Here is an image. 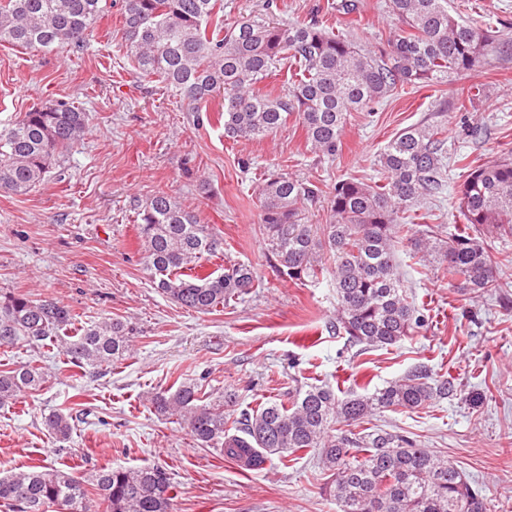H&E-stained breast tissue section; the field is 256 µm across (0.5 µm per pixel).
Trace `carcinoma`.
<instances>
[{"label":"carcinoma","instance_id":"1","mask_svg":"<svg viewBox=\"0 0 512 512\" xmlns=\"http://www.w3.org/2000/svg\"><path fill=\"white\" fill-rule=\"evenodd\" d=\"M107 0H0V42L33 52L84 49ZM250 14L232 24L213 21L221 0H121L127 57L140 76L178 89L188 111L224 92V136L234 141L276 133L295 120L311 151L333 157L348 114L362 112L400 86L438 85L472 69L498 43L512 55V38H491L448 9V0H389L394 32L385 47L362 49L314 14L281 24L271 13ZM294 71L287 91L272 96L258 84L283 67ZM92 114L60 103L25 113L0 126V192L21 194L42 184L56 161L88 129ZM447 150L436 125L415 124L392 138L377 156L382 183L339 179L328 195V218L309 223L305 203L323 190L284 172L263 174L260 224L268 253L280 274L303 283L325 272L335 281L336 330L353 345L386 348L420 328L422 319L407 300L399 252L413 247L420 262L442 260L460 288L480 296L499 286L488 242L469 233L494 224L512 236V150L479 166L464 164L458 208L465 227L442 237L437 226L414 230L412 212L439 194ZM145 269L159 291L182 307L208 313L248 294L254 268L234 262L224 272L199 273L223 239L198 214L166 191H157L137 212ZM73 315L56 299L0 294V347L24 339L40 345L67 331ZM128 350L124 324L106 319L82 328L65 347L77 368L110 364ZM33 362L0 372V407L45 383ZM453 385L426 365L370 396L340 397L329 386L297 388L286 401H268L236 418L226 412L236 393L206 401L194 379L175 390L152 394L163 415L177 417L202 447L261 467L300 450L317 452L330 473L329 496L337 512H488L481 490L447 459L404 435L361 427L381 409L413 411L453 396ZM44 427L59 443L71 434L70 416L52 411ZM93 485L108 512H171V477L159 465L103 467ZM82 476L44 466L0 477V501L17 512H87Z\"/></svg>","mask_w":512,"mask_h":512}]
</instances>
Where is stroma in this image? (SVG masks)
Listing matches in <instances>:
<instances>
[{
  "label": "stroma",
  "instance_id": "obj_1",
  "mask_svg": "<svg viewBox=\"0 0 512 512\" xmlns=\"http://www.w3.org/2000/svg\"><path fill=\"white\" fill-rule=\"evenodd\" d=\"M332 0H224L232 22L271 5L276 19L312 14L350 30L364 49L383 47L392 23L387 0H356L358 21L346 27ZM463 19L491 35L512 36V0H448ZM122 17L111 8L81 52L31 53L0 43V122H16L36 106L83 105L92 114L83 140L61 157L41 185L0 192V294L57 299L76 327L104 318L129 329V351L98 367L71 365L70 335L39 346L18 341L0 349V371L34 361L46 383L0 408V476L52 465L91 475L104 466L161 465L173 482L172 512H336L330 478L312 452L288 464L249 470L216 448L198 447L186 428L156 413L152 393L186 378L201 380L209 398L235 391L238 410L285 398L289 390L329 385L350 392L376 389L425 363L448 377L457 393L415 411L376 413L370 426L399 433L435 451L482 490L490 512H512V237L480 226L501 286L480 297L461 292L448 266L417 264L400 254L410 301L423 327L389 348L367 350L337 333L336 290L330 276L306 284L283 278L264 250L257 182L267 170L333 184L379 178L375 158L404 128L441 126L449 168L438 198L416 212L420 225L462 227L460 162L482 165L512 150V58L477 64L433 86L398 87L351 113L335 156L320 157L301 128L287 124L260 140L224 136L220 100L197 124L178 92L135 74L126 60ZM448 111H438V104ZM164 189L213 225L225 260L252 265L259 285L242 299L202 314L165 297L144 269L136 213ZM70 414L73 430L59 443L44 414Z\"/></svg>",
  "mask_w": 512,
  "mask_h": 512
}]
</instances>
